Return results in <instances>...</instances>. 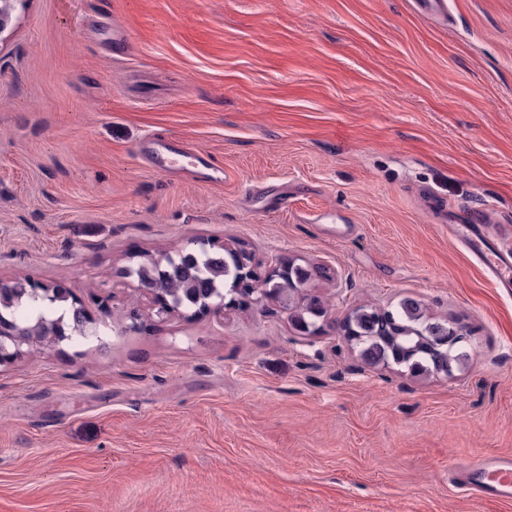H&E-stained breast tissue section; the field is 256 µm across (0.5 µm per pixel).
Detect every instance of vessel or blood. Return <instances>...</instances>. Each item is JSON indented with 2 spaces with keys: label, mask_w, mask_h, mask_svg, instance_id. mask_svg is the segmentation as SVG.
I'll return each instance as SVG.
<instances>
[{
  "label": "vessel or blood",
  "mask_w": 512,
  "mask_h": 512,
  "mask_svg": "<svg viewBox=\"0 0 512 512\" xmlns=\"http://www.w3.org/2000/svg\"><path fill=\"white\" fill-rule=\"evenodd\" d=\"M139 154L148 168L173 174H195L197 154L154 136L142 141ZM476 261L490 275L494 287L512 288V237L490 221L453 224L449 227ZM452 473L466 489L492 500H512V457L490 454L475 460L456 461Z\"/></svg>",
  "instance_id": "1"
}]
</instances>
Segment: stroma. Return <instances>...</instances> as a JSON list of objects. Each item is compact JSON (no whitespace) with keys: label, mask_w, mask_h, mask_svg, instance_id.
<instances>
[{"label":"stroma","mask_w":512,"mask_h":512,"mask_svg":"<svg viewBox=\"0 0 512 512\" xmlns=\"http://www.w3.org/2000/svg\"><path fill=\"white\" fill-rule=\"evenodd\" d=\"M447 2L444 19L414 0L17 7L0 281L69 288L91 333L0 366V512H512L448 481L456 459L512 454V295L446 224L512 217V0ZM151 134L222 180L146 168ZM190 239L328 267L322 331L273 303L157 320L118 271ZM406 297L471 330L466 364H363L340 321Z\"/></svg>","instance_id":"obj_1"}]
</instances>
